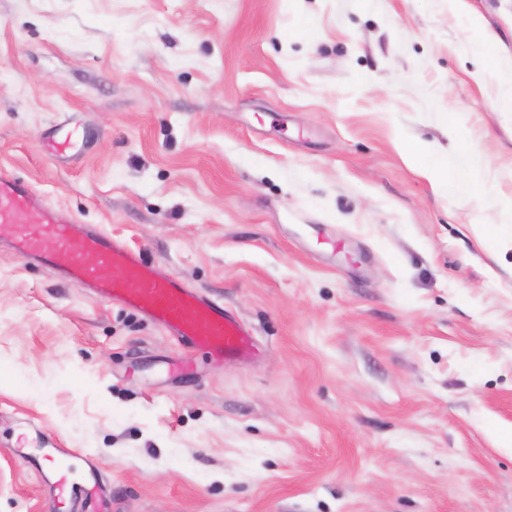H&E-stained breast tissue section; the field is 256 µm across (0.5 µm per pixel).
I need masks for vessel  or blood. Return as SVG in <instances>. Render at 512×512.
<instances>
[{
  "label": "vessel or blood",
  "mask_w": 512,
  "mask_h": 512,
  "mask_svg": "<svg viewBox=\"0 0 512 512\" xmlns=\"http://www.w3.org/2000/svg\"><path fill=\"white\" fill-rule=\"evenodd\" d=\"M7 232L20 257L56 267L192 346L224 358L250 348L249 331L223 303L159 274L140 252L95 228L59 217L26 183L0 173V235ZM72 457L63 448L45 449L37 475L70 512H99V470L78 471Z\"/></svg>",
  "instance_id": "1"
}]
</instances>
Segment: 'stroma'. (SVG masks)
Wrapping results in <instances>:
<instances>
[{
    "label": "stroma",
    "mask_w": 512,
    "mask_h": 512,
    "mask_svg": "<svg viewBox=\"0 0 512 512\" xmlns=\"http://www.w3.org/2000/svg\"><path fill=\"white\" fill-rule=\"evenodd\" d=\"M507 65L512 0H0V171L256 345L187 348L1 240L0 512H56L45 448L112 512H512ZM457 142L478 194L423 174Z\"/></svg>",
    "instance_id": "35a3bbf8"
}]
</instances>
